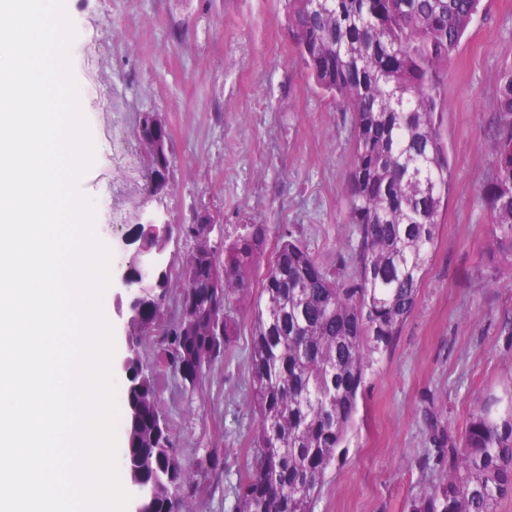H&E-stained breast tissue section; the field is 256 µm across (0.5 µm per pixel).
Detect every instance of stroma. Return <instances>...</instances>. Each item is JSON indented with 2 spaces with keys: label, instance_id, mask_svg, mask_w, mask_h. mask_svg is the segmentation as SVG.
I'll return each instance as SVG.
<instances>
[{
  "label": "stroma",
  "instance_id": "obj_1",
  "mask_svg": "<svg viewBox=\"0 0 512 512\" xmlns=\"http://www.w3.org/2000/svg\"><path fill=\"white\" fill-rule=\"evenodd\" d=\"M70 48L96 156L81 180L97 203L96 228L112 270L138 249L148 218L191 223L201 208L223 220L216 250L243 224L301 240L324 268L356 243L346 222L352 121L316 87L294 49L285 0H66ZM512 70V0H481L440 88L441 134L452 187L433 265L418 304L372 376L346 448L329 468L314 512H406L443 474L436 430L463 434L475 397L512 373V290L491 283V212L483 193L495 158L496 97ZM147 112L165 121L175 156L168 190L149 195L136 138ZM240 333L207 367L193 396L166 370L159 336L140 353L159 378L158 408L184 464L219 454L223 470L199 477L182 512H233L256 427L247 356L249 302Z\"/></svg>",
  "mask_w": 512,
  "mask_h": 512
}]
</instances>
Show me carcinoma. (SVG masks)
Instances as JSON below:
<instances>
[{
	"mask_svg": "<svg viewBox=\"0 0 512 512\" xmlns=\"http://www.w3.org/2000/svg\"><path fill=\"white\" fill-rule=\"evenodd\" d=\"M295 51L314 83L351 113L347 223L357 234L349 272L326 271L297 239L280 240L252 302L249 370L257 417L235 512H313L327 469L359 412L366 383L413 314L431 267L451 168L440 133V74L479 0H287ZM495 174L484 186L505 263L492 284L512 288V71L500 79ZM151 180L171 168L147 150ZM268 228L246 224L224 246H203L167 278L130 331L125 407L127 472L152 484L147 512H179L194 483L158 411V386L138 350L142 327L164 319L172 281L195 318L164 333L167 369L189 394L238 336L234 307L264 254ZM441 478L407 512H497L512 496V376L479 396L459 443L440 449Z\"/></svg>",
	"mask_w": 512,
	"mask_h": 512,
	"instance_id": "carcinoma-1",
	"label": "carcinoma"
}]
</instances>
